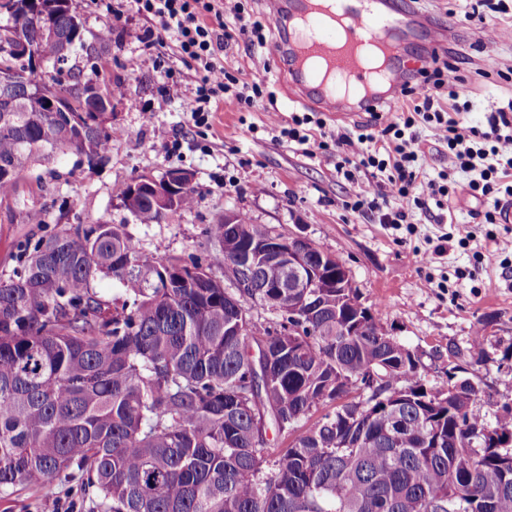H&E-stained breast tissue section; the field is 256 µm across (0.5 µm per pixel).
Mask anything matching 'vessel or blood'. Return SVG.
Wrapping results in <instances>:
<instances>
[{
  "label": "vessel or blood",
  "instance_id": "obj_1",
  "mask_svg": "<svg viewBox=\"0 0 512 512\" xmlns=\"http://www.w3.org/2000/svg\"><path fill=\"white\" fill-rule=\"evenodd\" d=\"M273 23L288 21L285 55L293 64L294 97L320 112L365 109L379 102L398 105L408 78L397 65L402 54V20L391 0H300L287 9L285 0H265ZM390 39L393 60L378 83L359 68L358 42L366 37Z\"/></svg>",
  "mask_w": 512,
  "mask_h": 512
}]
</instances>
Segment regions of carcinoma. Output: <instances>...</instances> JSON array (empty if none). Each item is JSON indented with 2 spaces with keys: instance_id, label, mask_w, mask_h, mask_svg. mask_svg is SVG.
Returning <instances> with one entry per match:
<instances>
[{
  "instance_id": "cac0c4a2",
  "label": "carcinoma",
  "mask_w": 512,
  "mask_h": 512,
  "mask_svg": "<svg viewBox=\"0 0 512 512\" xmlns=\"http://www.w3.org/2000/svg\"><path fill=\"white\" fill-rule=\"evenodd\" d=\"M68 45L84 49L70 0H39ZM11 29L51 61L32 7ZM59 78L0 82V201L34 165L75 154L97 165L121 129L112 113L54 112ZM146 185L122 200L140 225L161 215ZM196 190L169 209H191ZM206 230L208 263L146 248L126 224L58 227L14 244L0 275V500L78 481L92 512H512V408L485 407L469 379L428 387L411 350L375 333L353 277L304 293L265 264L238 293L213 268L276 234L242 213ZM112 281V297L98 288ZM286 287L280 288L278 284ZM265 293L266 319L245 312ZM368 331L354 336L360 320ZM391 368L356 420L366 377ZM286 447L269 446V434Z\"/></svg>"
}]
</instances>
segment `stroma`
<instances>
[{
	"instance_id": "1",
	"label": "stroma",
	"mask_w": 512,
	"mask_h": 512,
	"mask_svg": "<svg viewBox=\"0 0 512 512\" xmlns=\"http://www.w3.org/2000/svg\"><path fill=\"white\" fill-rule=\"evenodd\" d=\"M120 0H73L87 40L110 29L111 67L107 80H120L124 95L116 100L112 124L121 129L107 159L90 167L76 157L59 158L43 176V191L19 187L20 203L0 204V274L15 265L14 242L22 235L48 234L54 224H125L144 246L161 242L169 254L207 257L212 251L205 231L225 210L248 214L253 223L281 233L302 232L324 252L339 258L350 271L362 300L375 310L383 330L417 353L420 373L429 386H444L449 374L472 379L483 399L512 404V272L500 262L475 263L474 251L491 253L512 241L511 224H479L468 249L450 250L441 260L423 265L419 255L431 238L447 232L444 224L421 221L413 231L396 230L376 218L347 209L365 179L348 181L336 173L335 157L306 156L295 145L273 138L270 115L288 122L304 104L290 100L282 61L274 50L250 52L239 45L224 54V66L241 80L264 82L274 93L250 111L219 107L206 128L187 124L195 93L192 70L172 50L152 44V27L134 12L113 24ZM409 16L427 15L433 25L460 22L471 0H396ZM496 43L482 45L473 26L464 25L447 46L458 59L460 74L473 103L470 120L512 96V84L484 77L486 56L496 67L512 68V17L490 18ZM137 58V68L127 66ZM180 72L182 94L168 111H154L168 71ZM173 169L194 176L196 203L190 210L158 224L135 223L119 204L122 190L138 176H163ZM482 331L481 349L471 338ZM459 352L449 358V349ZM74 502L89 512L75 494L74 483L55 482L37 490L18 491L0 512H44L48 500Z\"/></svg>"
}]
</instances>
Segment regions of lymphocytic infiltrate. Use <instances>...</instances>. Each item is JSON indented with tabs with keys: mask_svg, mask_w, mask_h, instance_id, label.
<instances>
[{
	"mask_svg": "<svg viewBox=\"0 0 512 512\" xmlns=\"http://www.w3.org/2000/svg\"><path fill=\"white\" fill-rule=\"evenodd\" d=\"M129 4L159 25L195 72L189 123L207 126L212 105L228 103L248 110L267 96L265 85L241 81L224 68V53L233 44L242 40L251 48L267 44L268 27L246 15L240 0L229 7L224 0H129ZM401 94L404 107L378 130L366 125L356 133L330 131L314 112L293 116L286 126L272 119L270 129L309 157L335 155L336 172L346 180H355L360 173L370 175V183L350 208L375 214L379 223L391 228L411 223L418 214L437 224L445 222L439 210L450 193L448 178L453 174L464 180L470 196L484 204V223H499L503 198H512V99L486 112L482 122L461 118L464 80L455 64L436 60L420 71L418 82L405 83ZM424 128L448 150L447 169L434 176L420 147ZM448 225L441 244L422 253V263H432L446 243L466 247L474 240V229L467 222Z\"/></svg>",
	"mask_w": 512,
	"mask_h": 512,
	"instance_id": "obj_1",
	"label": "lymphocytic infiltrate"
}]
</instances>
